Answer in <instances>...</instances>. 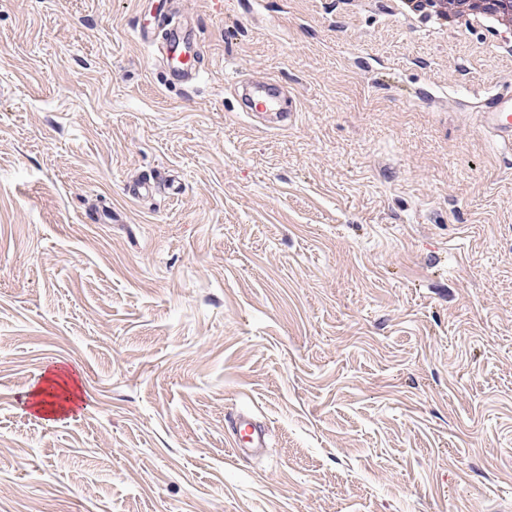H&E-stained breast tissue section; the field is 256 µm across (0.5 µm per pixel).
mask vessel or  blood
I'll return each mask as SVG.
<instances>
[{
    "instance_id": "vessel-or-blood-1",
    "label": "vessel or blood",
    "mask_w": 512,
    "mask_h": 512,
    "mask_svg": "<svg viewBox=\"0 0 512 512\" xmlns=\"http://www.w3.org/2000/svg\"><path fill=\"white\" fill-rule=\"evenodd\" d=\"M138 5L140 18L134 34L157 49L166 81L185 88L196 85L208 70V59L192 25L174 20L173 0H138ZM232 88L246 115L272 114L283 121L298 110L296 100L287 98L281 84L251 86L237 80ZM480 110L485 128L512 148V87L501 85L486 94ZM230 425L237 454L259 453L266 448V425L239 414L232 417Z\"/></svg>"
}]
</instances>
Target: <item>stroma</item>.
<instances>
[{"label": "stroma", "mask_w": 512, "mask_h": 512, "mask_svg": "<svg viewBox=\"0 0 512 512\" xmlns=\"http://www.w3.org/2000/svg\"><path fill=\"white\" fill-rule=\"evenodd\" d=\"M137 3L0 0V512H512V151L479 114L512 31L176 0L212 63L184 90ZM232 88L240 101V112H245L246 115L272 114L281 123L286 119L290 120L298 112L295 96L289 95L288 104L284 107L287 90L279 83L250 86L241 80H235ZM43 382L44 385H40L33 392L32 407L36 412L49 418L66 414L71 409L67 403L73 401L75 397L74 378L69 373L50 372L44 377ZM233 435V448L236 456L259 453L267 446L268 428L249 417L234 415L230 422Z\"/></svg>", "instance_id": "stroma-1"}]
</instances>
